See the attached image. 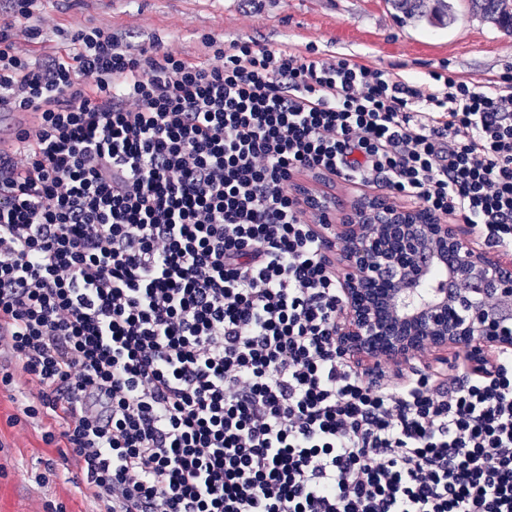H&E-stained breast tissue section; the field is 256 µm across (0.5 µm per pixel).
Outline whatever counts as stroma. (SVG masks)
Wrapping results in <instances>:
<instances>
[{
	"label": "stroma",
	"mask_w": 512,
	"mask_h": 512,
	"mask_svg": "<svg viewBox=\"0 0 512 512\" xmlns=\"http://www.w3.org/2000/svg\"><path fill=\"white\" fill-rule=\"evenodd\" d=\"M455 5V21L438 28L400 22L391 0H256L249 9L243 0H37L39 34H21L17 48L37 59L58 57L63 31L92 23L120 43L158 38L192 58L201 55L202 36L213 35L228 45H311L322 56L361 60L419 84L441 73L488 86L512 71V34L471 14L464 0ZM20 412V404L0 396V512H48L59 503L66 512H93L92 499L64 467L39 480L49 421L22 417L9 425L8 416Z\"/></svg>",
	"instance_id": "stroma-1"
}]
</instances>
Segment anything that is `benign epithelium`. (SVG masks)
Returning a JSON list of instances; mask_svg holds the SVG:
<instances>
[{"instance_id":"1","label":"benign epithelium","mask_w":512,"mask_h":512,"mask_svg":"<svg viewBox=\"0 0 512 512\" xmlns=\"http://www.w3.org/2000/svg\"><path fill=\"white\" fill-rule=\"evenodd\" d=\"M329 244L342 261L336 336L347 354L400 364L425 349L473 356L512 347V264L473 248L461 225L361 196Z\"/></svg>"}]
</instances>
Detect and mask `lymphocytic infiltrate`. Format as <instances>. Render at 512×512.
I'll list each match as a JSON object with an SVG mask.
<instances>
[{
	"mask_svg": "<svg viewBox=\"0 0 512 512\" xmlns=\"http://www.w3.org/2000/svg\"><path fill=\"white\" fill-rule=\"evenodd\" d=\"M0 21V351L99 512H512V354L448 380L341 351L296 175L393 191L512 250V92L291 45L203 59L109 30L42 62ZM37 123V115L31 112L0 113V158L9 155L18 144V134L32 131Z\"/></svg>",
	"mask_w": 512,
	"mask_h": 512,
	"instance_id": "1",
	"label": "lymphocytic infiltrate"
}]
</instances>
